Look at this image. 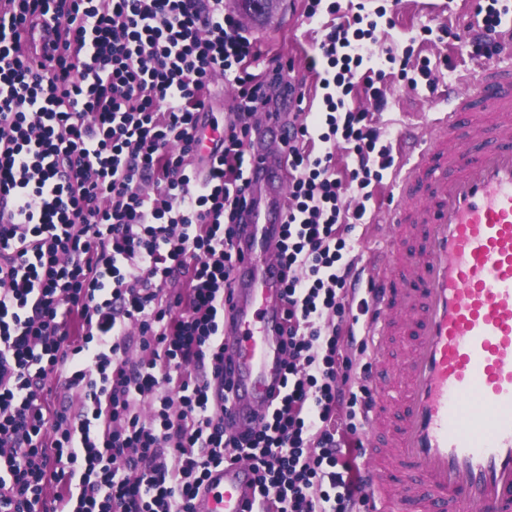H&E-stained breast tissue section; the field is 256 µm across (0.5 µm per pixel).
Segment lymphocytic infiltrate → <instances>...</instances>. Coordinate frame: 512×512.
Masks as SVG:
<instances>
[{
	"label": "lymphocytic infiltrate",
	"mask_w": 512,
	"mask_h": 512,
	"mask_svg": "<svg viewBox=\"0 0 512 512\" xmlns=\"http://www.w3.org/2000/svg\"><path fill=\"white\" fill-rule=\"evenodd\" d=\"M499 2L478 0L483 37L436 30L492 58L506 32ZM340 11L339 0L305 8L324 32L313 100L291 67L252 73L262 51L224 0H0V512H195L211 470L243 456L256 475L250 512H353L371 391L369 364L343 354L368 348L349 237L395 165L375 121L386 72L370 49L394 21L382 8ZM42 23L56 40L36 60L21 40ZM216 76L235 90L222 125ZM273 88L294 104L286 377L259 426L236 435L224 307L250 119L279 112ZM360 95L373 111L353 105ZM208 129L218 137L201 176ZM340 149L352 167L338 168ZM355 191L361 204L345 208Z\"/></svg>",
	"instance_id": "f902f5d3"
}]
</instances>
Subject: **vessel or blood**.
Listing matches in <instances>:
<instances>
[{
  "instance_id": "vessel-or-blood-1",
  "label": "vessel or blood",
  "mask_w": 512,
  "mask_h": 512,
  "mask_svg": "<svg viewBox=\"0 0 512 512\" xmlns=\"http://www.w3.org/2000/svg\"><path fill=\"white\" fill-rule=\"evenodd\" d=\"M415 139L396 183L390 258L371 294L381 362L362 465L374 512H512V64L483 67ZM248 234L239 248L224 345L232 427H256L281 386L286 300L276 258L288 175L282 143L256 131ZM398 369L384 366L389 355ZM243 463L213 469L197 512H244Z\"/></svg>"
}]
</instances>
